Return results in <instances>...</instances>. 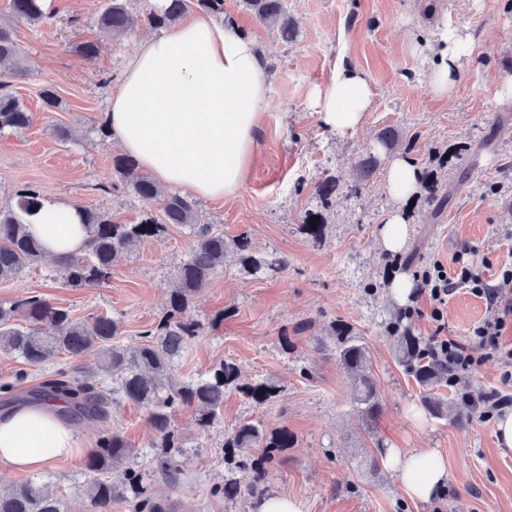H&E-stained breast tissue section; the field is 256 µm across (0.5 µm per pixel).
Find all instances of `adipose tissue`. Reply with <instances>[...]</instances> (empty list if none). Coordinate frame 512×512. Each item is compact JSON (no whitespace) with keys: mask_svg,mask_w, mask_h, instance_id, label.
I'll return each instance as SVG.
<instances>
[{"mask_svg":"<svg viewBox=\"0 0 512 512\" xmlns=\"http://www.w3.org/2000/svg\"><path fill=\"white\" fill-rule=\"evenodd\" d=\"M467 38L443 31L430 75L434 95L454 87ZM269 97L266 62L254 38L235 24L200 12L143 41L129 58L104 124L125 152L159 186L197 199L236 193L251 166L256 130ZM373 104L368 76L347 65L316 91L314 110L334 133L359 130ZM81 207L47 201L30 230L46 253H79L87 240ZM80 432L57 404L21 406L0 413V463L38 472L75 454ZM406 492L429 500L448 478L445 458L433 448L389 451Z\"/></svg>","mask_w":512,"mask_h":512,"instance_id":"obj_1","label":"adipose tissue"}]
</instances>
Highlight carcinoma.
I'll return each mask as SVG.
<instances>
[{
  "mask_svg": "<svg viewBox=\"0 0 512 512\" xmlns=\"http://www.w3.org/2000/svg\"><path fill=\"white\" fill-rule=\"evenodd\" d=\"M129 2L107 0L97 19L102 34L123 37L142 24L161 29L179 21L192 5L226 20L224 0H168L167 6L152 5L141 16L130 9ZM244 4L260 22L277 29L281 40L293 39L294 30L282 0H244ZM10 11V21L0 20V63H12L14 74L22 75L24 58L13 36V22L35 27L47 14L40 0H10ZM31 121V114L20 99L0 86V131L21 132ZM115 166L132 192L149 207L158 204L159 212L146 214L138 224H117L85 210L84 224L89 233L86 248L61 262L59 277L70 288H95L142 241L165 235L171 224H181L190 228L194 241L173 277L168 309L144 332L142 343L124 346L115 342L120 335V324L109 315L100 314L91 322L80 321L69 310L53 305L38 294L8 307L0 306V350L7 354L33 366L46 364L62 353L73 358L92 351L97 354L95 365L60 368L24 394L13 382L0 383V400L13 403L20 399L32 405L63 400L67 415L85 422L108 419L112 405L117 402L134 403L147 411L154 432L150 447L156 478L171 484L179 480L178 457L185 450L184 437L172 421L173 412L180 408L193 409L196 428L206 433L223 411L226 391L236 390L257 403L268 401L277 392L267 381H242L239 366L228 360L213 364L196 379L177 378L178 361L200 336L201 325L188 314L195 296L224 269V261L230 254L236 256L243 271L251 274L262 271L276 274L286 268L287 262L257 255L244 236L225 239L212 225L200 222L195 201L177 194L160 197L159 187L138 171L134 159L119 157ZM442 187L437 179L429 177L427 203L437 213L450 197ZM313 195L321 207H329L336 195V180L322 179L314 185ZM41 201L39 188L25 185L17 190L14 201L0 205V281L20 277L43 258V247L31 236L25 221V215ZM403 318L402 313L390 322V330L397 336L396 360L424 390L425 410L442 418L445 402L435 393V388L448 383V370L432 357L428 340L401 327ZM331 338L338 363L356 382L353 401L358 412L367 420L376 418L381 404L368 346L345 323L331 326ZM261 446L267 448L264 455L256 457L250 453V449ZM290 447L292 440L287 432L270 435L259 420L242 422L224 436V456L231 475L212 494L257 505L270 495L266 474L274 452ZM133 457V449L120 434H103L98 438L97 448L87 456V479L78 493L97 512H111L112 502L116 500L130 504L132 512H169L165 500L152 492L144 473L134 466ZM117 467L124 468V477L114 483L108 474ZM0 512H65V502L26 482L0 490Z\"/></svg>",
  "mask_w": 512,
  "mask_h": 512,
  "instance_id": "1",
  "label": "carcinoma"
}]
</instances>
